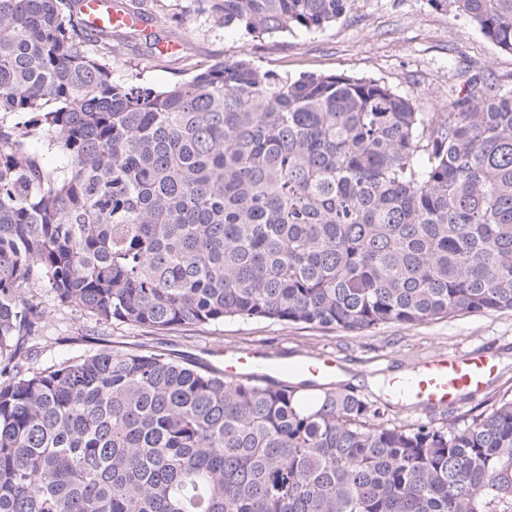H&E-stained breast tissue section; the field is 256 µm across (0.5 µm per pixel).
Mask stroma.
Returning <instances> with one entry per match:
<instances>
[{
  "mask_svg": "<svg viewBox=\"0 0 512 512\" xmlns=\"http://www.w3.org/2000/svg\"><path fill=\"white\" fill-rule=\"evenodd\" d=\"M149 17L145 30L118 32L112 39V76L162 88L188 65L214 60L252 59L266 70L299 76L305 72L371 77L411 99L420 111L444 112L459 91L461 73L494 74L512 86V54L499 51L469 19L438 10L428 0H349L346 13L319 31H298L258 39L227 28L198 11L194 0H133ZM166 9L168 20L154 16ZM180 43L179 51L153 58V43ZM38 297L45 310L47 343L22 348L31 365L87 356L112 347L160 350L176 359L222 368L224 347L263 346L289 361H336L345 378L342 389L370 401L383 400L372 380L390 381L420 361L438 355L486 351L499 358L496 378L478 398H462L451 411H427L409 402H391L382 417L389 425L441 424L446 416L467 422L502 399L512 398V312L460 314L416 326L389 325L367 333L264 320H228L219 326L183 327L160 333L119 322L104 323L59 307L48 289Z\"/></svg>",
  "mask_w": 512,
  "mask_h": 512,
  "instance_id": "stroma-1",
  "label": "stroma"
}]
</instances>
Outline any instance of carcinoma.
<instances>
[{"mask_svg":"<svg viewBox=\"0 0 512 512\" xmlns=\"http://www.w3.org/2000/svg\"><path fill=\"white\" fill-rule=\"evenodd\" d=\"M196 2L260 38L347 0ZM429 2L512 53V0ZM111 53L80 0H0V512H512V398L389 426L310 379L18 351L40 288L151 331L512 311V89L421 112L375 79L247 58L156 89L113 80Z\"/></svg>","mask_w":512,"mask_h":512,"instance_id":"1","label":"carcinoma"}]
</instances>
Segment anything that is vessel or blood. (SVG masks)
Returning <instances> with one entry per match:
<instances>
[{
    "instance_id": "1",
    "label": "vessel or blood",
    "mask_w": 512,
    "mask_h": 512,
    "mask_svg": "<svg viewBox=\"0 0 512 512\" xmlns=\"http://www.w3.org/2000/svg\"><path fill=\"white\" fill-rule=\"evenodd\" d=\"M87 24L98 32L108 27L140 28V14L126 11L119 0H83ZM496 365L483 353L454 354L420 363L410 375L393 378L389 392L411 405L434 409L454 404L462 394L481 395L494 377ZM293 368L279 362L266 348L224 351V376L234 380L252 373L288 378Z\"/></svg>"
}]
</instances>
